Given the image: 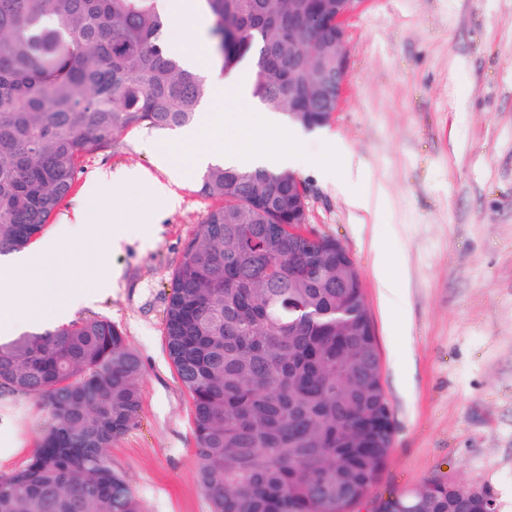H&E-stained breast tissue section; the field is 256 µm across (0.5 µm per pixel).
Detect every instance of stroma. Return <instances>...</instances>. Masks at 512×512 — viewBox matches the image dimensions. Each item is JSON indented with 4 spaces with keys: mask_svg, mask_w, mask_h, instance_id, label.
Wrapping results in <instances>:
<instances>
[{
    "mask_svg": "<svg viewBox=\"0 0 512 512\" xmlns=\"http://www.w3.org/2000/svg\"><path fill=\"white\" fill-rule=\"evenodd\" d=\"M165 39L206 42L210 20L170 0ZM347 88L330 121L305 131L318 153L340 141L380 198L354 208L347 190L314 169L309 228L342 244L363 283L393 427L388 463L358 512L433 480L487 488L512 512V0H365L346 24ZM168 134H119L85 158L71 195L47 225L53 236L77 200L88 232L130 213L129 237L99 266L121 276L110 294L79 309L123 332L143 377L138 424L107 455L145 512H210L198 485L191 401L168 358L165 309L173 271L211 202L186 169L175 206L142 187L103 189L104 171L154 164ZM381 244L405 296L383 303L372 244ZM47 423L34 400L0 395V474L23 466Z\"/></svg>",
    "mask_w": 512,
    "mask_h": 512,
    "instance_id": "35a3bbf8",
    "label": "stroma"
}]
</instances>
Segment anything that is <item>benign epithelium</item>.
I'll list each match as a JSON object with an SVG mask.
<instances>
[{"instance_id": "1", "label": "benign epithelium", "mask_w": 512, "mask_h": 512, "mask_svg": "<svg viewBox=\"0 0 512 512\" xmlns=\"http://www.w3.org/2000/svg\"><path fill=\"white\" fill-rule=\"evenodd\" d=\"M361 0H329L324 12L315 13L297 0H288V61L296 58L310 60L315 66L310 72V91L318 95L329 70L327 61L336 59V100H341L347 72V43L344 22L359 8ZM336 28V39L329 40L319 34V19Z\"/></svg>"}]
</instances>
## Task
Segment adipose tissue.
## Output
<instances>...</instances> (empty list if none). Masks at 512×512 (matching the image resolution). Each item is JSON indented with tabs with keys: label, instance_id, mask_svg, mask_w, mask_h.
<instances>
[{
	"label": "adipose tissue",
	"instance_id": "obj_1",
	"mask_svg": "<svg viewBox=\"0 0 512 512\" xmlns=\"http://www.w3.org/2000/svg\"><path fill=\"white\" fill-rule=\"evenodd\" d=\"M87 207L76 208L71 219L59 224L55 235L32 252L19 253L6 263L15 275L13 284L0 288V332H13L27 322L66 319L69 302L58 287V263L64 259L65 243L79 239L87 254H107L120 249L127 239L128 213L113 212L110 226L96 234L83 233Z\"/></svg>",
	"mask_w": 512,
	"mask_h": 512
}]
</instances>
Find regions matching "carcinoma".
Instances as JSON below:
<instances>
[{
    "instance_id": "1",
    "label": "carcinoma",
    "mask_w": 512,
    "mask_h": 512,
    "mask_svg": "<svg viewBox=\"0 0 512 512\" xmlns=\"http://www.w3.org/2000/svg\"><path fill=\"white\" fill-rule=\"evenodd\" d=\"M209 55L254 61L252 96L321 127L305 70H288V0H204ZM164 0H0V256L45 230L84 158L117 135L198 120L209 84L163 37ZM288 172L211 166L212 201L172 275L170 362L191 398L197 477L211 512H355L392 443L360 275L332 239L295 232ZM142 366L95 317L0 341V393L36 400L50 424L21 468L0 474V512H144L105 449L137 424ZM461 484L430 481L428 512ZM493 501L474 487L468 502ZM410 496L382 502L402 512Z\"/></svg>"
}]
</instances>
